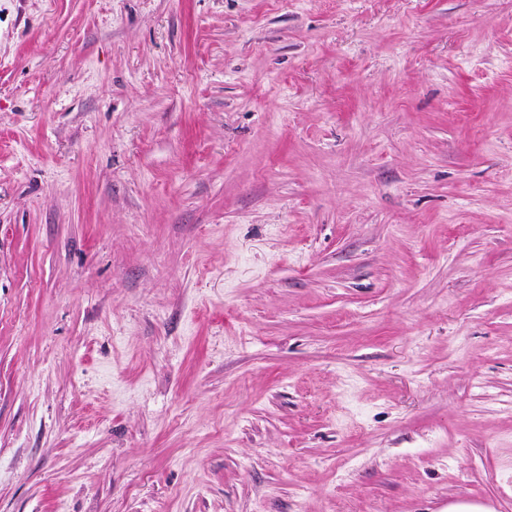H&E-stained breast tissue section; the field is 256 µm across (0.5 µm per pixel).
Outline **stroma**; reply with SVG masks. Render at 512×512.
<instances>
[{
  "mask_svg": "<svg viewBox=\"0 0 512 512\" xmlns=\"http://www.w3.org/2000/svg\"><path fill=\"white\" fill-rule=\"evenodd\" d=\"M512 512V0H0V512Z\"/></svg>",
  "mask_w": 512,
  "mask_h": 512,
  "instance_id": "stroma-1",
  "label": "stroma"
}]
</instances>
